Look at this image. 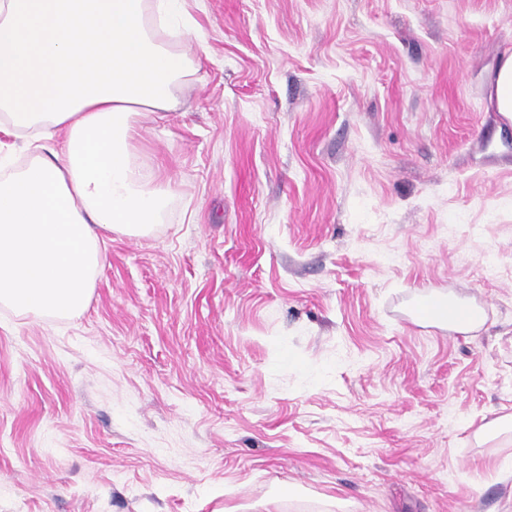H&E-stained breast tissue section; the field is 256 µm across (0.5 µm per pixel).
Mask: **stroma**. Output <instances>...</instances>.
<instances>
[{
  "label": "stroma",
  "mask_w": 512,
  "mask_h": 512,
  "mask_svg": "<svg viewBox=\"0 0 512 512\" xmlns=\"http://www.w3.org/2000/svg\"><path fill=\"white\" fill-rule=\"evenodd\" d=\"M161 223L0 306V512H512V0H185ZM475 298L484 327L413 319ZM496 112L512 116V51L506 50L490 80Z\"/></svg>",
  "instance_id": "35a3bbf8"
}]
</instances>
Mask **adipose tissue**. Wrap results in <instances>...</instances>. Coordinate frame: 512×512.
Here are the masks:
<instances>
[{
  "instance_id": "1",
  "label": "adipose tissue",
  "mask_w": 512,
  "mask_h": 512,
  "mask_svg": "<svg viewBox=\"0 0 512 512\" xmlns=\"http://www.w3.org/2000/svg\"><path fill=\"white\" fill-rule=\"evenodd\" d=\"M182 0H0V306L74 317L105 255L101 231L159 223L169 185L133 161L132 121L175 109L196 71L176 50Z\"/></svg>"
}]
</instances>
